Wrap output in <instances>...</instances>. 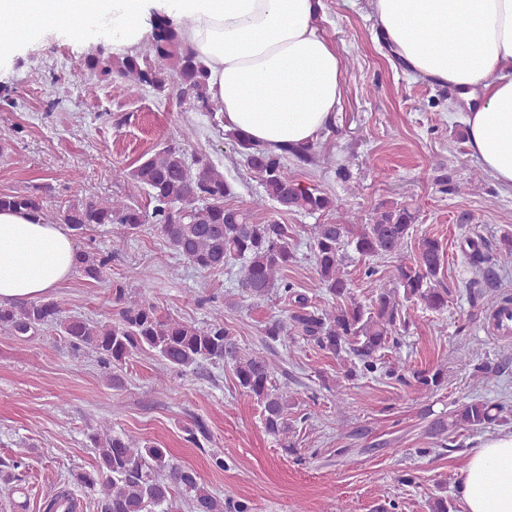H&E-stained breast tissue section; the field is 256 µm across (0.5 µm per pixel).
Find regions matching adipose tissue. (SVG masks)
<instances>
[{"instance_id":"obj_1","label":"adipose tissue","mask_w":512,"mask_h":512,"mask_svg":"<svg viewBox=\"0 0 512 512\" xmlns=\"http://www.w3.org/2000/svg\"><path fill=\"white\" fill-rule=\"evenodd\" d=\"M156 0H0L17 19L0 58L45 26L111 17L136 39ZM183 38L206 60L225 129L273 149L315 143L343 94L342 60L320 28L321 0H163ZM390 53L412 74L455 89L468 112V145L484 170L512 188V0H372ZM74 243L57 224L0 211V304L42 297L69 280ZM465 512H512V430L472 450L456 487Z\"/></svg>"}]
</instances>
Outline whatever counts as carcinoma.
Instances as JSON below:
<instances>
[{
    "label": "carcinoma",
    "mask_w": 512,
    "mask_h": 512,
    "mask_svg": "<svg viewBox=\"0 0 512 512\" xmlns=\"http://www.w3.org/2000/svg\"><path fill=\"white\" fill-rule=\"evenodd\" d=\"M81 68L92 77L115 75L127 81L133 94L149 86L160 97L174 94L197 111L212 112L207 63L168 18L156 20L152 39L142 49L124 56L97 49L85 57ZM229 136L263 188V194L246 208L224 204L231 187L213 162L191 156L183 144L171 141L141 157L130 170L131 179L147 192V208L116 196L88 197L50 210L34 190L1 193L0 210L27 211L44 223L66 225L77 237L94 226H119L112 249L102 250L91 243L75 253L74 271L93 282L110 278L113 254L121 250L125 238L146 227L200 271H219L239 262L237 287L243 296L264 300L277 294L290 304L286 317L265 321L262 335L267 344L302 343L331 354L348 382L383 370L386 376L407 383L390 365L389 353L400 346L398 331L405 304H420L433 312L448 308L449 289L441 279V242L416 236V215L406 206L382 204L369 224L350 215L333 224L314 225L315 268L326 292L336 300L330 310L318 308L288 281V265L294 256L288 226L273 216L275 212L337 210L336 199L302 185L288 168L290 159L299 166L311 164L313 146L275 151L234 131ZM411 243L416 257L406 263L403 253ZM354 255L397 260L388 275L392 287L373 289L367 303L351 296L345 267ZM112 301L115 312L106 321L63 318L58 303L48 298L1 304L0 333L31 339L54 327L72 350L92 354L109 370L115 387L121 385L118 371L142 353H152L172 368L228 364L236 386L260 407L265 432L281 441L283 448L293 450L288 441L292 432L288 410L293 406L288 384L275 385L270 361L240 347L220 316L203 322L165 316L149 300L128 299L126 288L119 283L112 285ZM412 379L428 390L444 384L438 369L415 370ZM504 413L502 405L472 398L432 418L427 434L446 448L456 428L482 429L503 420ZM184 432L186 440L198 447L211 440L207 424L199 418ZM86 438L96 450L97 464L90 471L70 474V481L97 495V512H180V498L190 512H252L245 501H226L213 494L199 472L177 463L169 449L115 433L106 419L90 426Z\"/></svg>",
    "instance_id": "carcinoma-1"
}]
</instances>
